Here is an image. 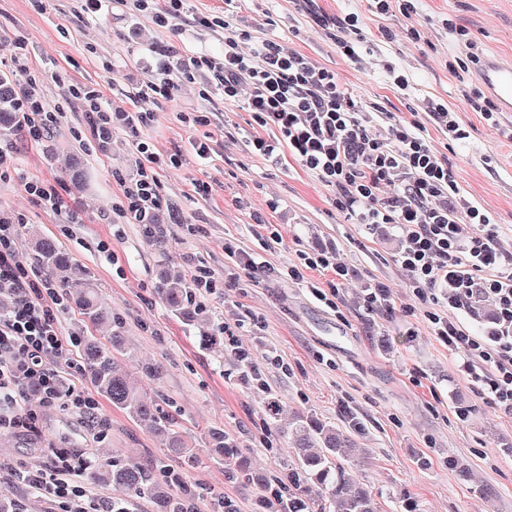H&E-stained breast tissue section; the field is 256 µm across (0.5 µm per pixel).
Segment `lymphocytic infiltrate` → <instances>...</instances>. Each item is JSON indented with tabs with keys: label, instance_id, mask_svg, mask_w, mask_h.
<instances>
[{
	"label": "lymphocytic infiltrate",
	"instance_id": "obj_1",
	"mask_svg": "<svg viewBox=\"0 0 512 512\" xmlns=\"http://www.w3.org/2000/svg\"><path fill=\"white\" fill-rule=\"evenodd\" d=\"M213 69L226 101L249 87L246 109L271 138L251 136L255 152L278 158L288 150L325 186L353 223L397 225L401 248L394 263L405 274L409 298L422 308L432 335L462 362L464 379L506 415L512 416V256H505L492 218L463 195L414 119L390 123L388 134L369 129L377 112L354 98L336 71L311 57L264 40L244 54L236 39L224 42L222 61L193 56L181 68L163 66L145 85L144 98L167 99L175 89L173 72ZM129 129L140 156L137 178L124 187L116 204L122 223L142 224L157 207L158 172L177 165L179 155L161 157L142 130L152 112H129ZM23 180L26 192L50 209L62 199L47 184L24 181L11 149L0 148V180ZM17 222L0 209V432L37 431L38 416L28 409L29 394L44 408L72 410L95 419L98 401L64 379L59 362H70L73 342L59 330L64 298L42 270L24 262L15 246ZM289 278L307 272L330 274L338 295L347 271L333 256L301 254ZM493 301L496 320L481 334L449 317L467 306L473 293ZM93 462L89 453L57 448L49 464L16 473L18 483L37 495L48 512H112L111 502L89 495L79 478Z\"/></svg>",
	"mask_w": 512,
	"mask_h": 512
}]
</instances>
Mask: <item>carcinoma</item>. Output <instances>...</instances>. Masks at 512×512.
<instances>
[{"label":"carcinoma","instance_id":"cac0c4a2","mask_svg":"<svg viewBox=\"0 0 512 512\" xmlns=\"http://www.w3.org/2000/svg\"><path fill=\"white\" fill-rule=\"evenodd\" d=\"M17 87L14 75L0 71V139L24 136L26 119L19 109ZM32 259L64 294H69L71 288H81L79 310L87 324L110 327V336L104 342L93 336L76 339L84 369L97 393L133 420L165 437L171 455L180 458L176 466L162 459L141 465H129L116 458L105 459L86 471V480L110 483L123 490V497L112 500L114 512H131L130 506L138 499L154 501L158 512H199L200 503L206 497L210 498V512H235L232 502L193 491L185 485L184 470L198 465L200 457L187 451L177 415L146 400L131 378L118 368L114 355L123 345V321L112 316L100 303L86 267L50 236L34 239ZM192 288L191 281L172 282L162 274L155 293L173 315L191 322L203 315V309L195 304ZM282 414L279 396L271 390L266 392L263 425L277 427ZM274 436L278 441L292 438L298 449L294 465L281 476L255 474L236 439L212 434L214 452L233 464L234 474L243 487L257 490L259 512H297L299 509L311 512V493L315 490L321 495L320 512H380L372 491L361 481L352 479L346 468L336 461V454L342 447L348 449L347 457L357 463L368 459L369 450L349 439L335 425L299 410L291 414L288 428L275 432Z\"/></svg>","mask_w":512,"mask_h":512}]
</instances>
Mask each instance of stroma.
<instances>
[{
	"instance_id": "obj_1",
	"label": "stroma",
	"mask_w": 512,
	"mask_h": 512,
	"mask_svg": "<svg viewBox=\"0 0 512 512\" xmlns=\"http://www.w3.org/2000/svg\"><path fill=\"white\" fill-rule=\"evenodd\" d=\"M237 12L253 41L276 40L339 72L357 99L382 112L378 134L386 133L390 118L423 112L426 99L455 107L462 93L478 87L477 65L455 73L449 65L456 59L496 54L512 60V0H415L408 15L377 14L368 0H239ZM200 14L223 16L224 0H187L182 18L166 27L126 8L88 14L80 0H48L43 7L37 0H0V70L11 66L14 37H24L34 55L30 69L17 73L21 87H34L48 109L62 112L51 137L53 153L21 137L12 141L27 176L59 192L61 210L38 206L16 180L0 181V207L21 219L16 247L22 259L30 257L36 230L57 238L89 269L101 303L125 325L119 362L144 396L177 413L201 459L189 483L235 501L238 512H253L254 492L229 477L212 451L211 430L238 436L256 472L295 459L289 445L275 455L266 450L264 396L223 343L200 345L213 327L240 319L249 323L241 339L284 409L313 413L369 449L366 464L348 468L366 480L381 512H405L408 500L418 512H512V417L465 382L458 359L430 334L423 311L407 312L406 277L393 261L397 226L368 230L349 223L335 191L291 155L275 162L255 153L250 112L243 101H225L207 68L180 81L171 99L139 100L158 59L223 56V28L194 27ZM317 14L334 21L358 16V57L338 53L314 23ZM446 18L463 36L449 33ZM385 28L395 33L394 42L381 40ZM388 63L408 79L407 89L388 81ZM65 79L102 90L112 114L107 130L92 128L87 113L65 98ZM138 106L156 114L147 132L155 150L183 156L181 166L158 172L163 254L144 225L126 224L120 236L112 234V206L139 168L124 121ZM183 112L203 113L208 123L186 127L179 120ZM459 120L469 132L464 142L448 140L431 125L426 135L460 191L499 224L500 244L512 253V140L500 134L512 129V112H497L491 123L463 111ZM196 139L209 140L210 159L193 154ZM75 155L91 177L90 189L81 193L71 185ZM199 182L208 183V194H197ZM271 198L278 199L277 209L267 208ZM261 222L273 225L281 242L263 243L255 231ZM228 240L259 253L274 276L253 279L235 268L224 253ZM102 243L108 253L99 252ZM322 252L335 253L349 270L346 288L330 304L311 293L324 287V275L311 272L303 282L286 275L300 254ZM163 263L177 278L205 266L222 281L214 292L196 291L202 321H183L158 301L154 283ZM376 279L389 284L393 309H367L363 290ZM158 363L164 373L156 378L148 369ZM38 417V432L0 434V493L18 499L23 512H47V506L13 487L10 467L46 464L45 440L130 463L166 454L159 437L104 399L91 424L59 410H42Z\"/></svg>"
}]
</instances>
